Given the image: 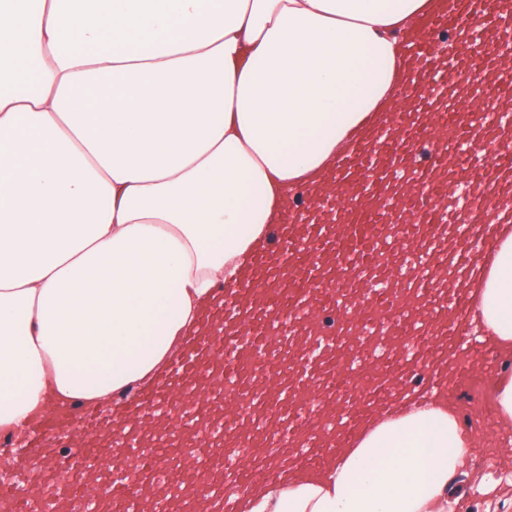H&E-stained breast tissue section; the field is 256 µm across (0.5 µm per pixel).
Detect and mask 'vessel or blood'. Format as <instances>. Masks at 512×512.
I'll return each mask as SVG.
<instances>
[{
	"mask_svg": "<svg viewBox=\"0 0 512 512\" xmlns=\"http://www.w3.org/2000/svg\"><path fill=\"white\" fill-rule=\"evenodd\" d=\"M499 0H452L425 17L422 33L403 48L416 70L409 95L431 103L447 79L435 63L433 37L450 36L452 60L472 84L471 99L501 95L494 80L500 57L486 44H503ZM512 113L474 128L463 109L443 112L427 126L391 111L372 138L334 170L319 204L329 224H299L289 203L250 273L224 290L193 345L170 375L128 408L140 425L109 429L116 455H102L86 438L74 453L50 447L61 426L87 427L88 413L61 405L34 425L31 457L40 464L39 491L0 486V512H41L54 465L77 478L107 470L105 483L66 498L65 512H104L121 502L140 512L133 490L150 478L164 481L157 512L183 496L173 480L174 443L190 434L196 450L190 476L201 503L220 504L227 492L273 477L290 458L305 475L317 474L359 420L396 394L442 390L454 398L469 389L470 411L490 414L482 398L499 360L495 348L471 341L464 327L471 303L463 286L470 242L488 236L496 212L491 197L512 183V150L482 163L478 132L498 137ZM389 339L385 355L376 343Z\"/></svg>",
	"mask_w": 512,
	"mask_h": 512,
	"instance_id": "1",
	"label": "vessel or blood"
}]
</instances>
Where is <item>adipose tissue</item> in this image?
Masks as SVG:
<instances>
[{"mask_svg": "<svg viewBox=\"0 0 512 512\" xmlns=\"http://www.w3.org/2000/svg\"><path fill=\"white\" fill-rule=\"evenodd\" d=\"M443 0H0V431L160 380L295 189L382 121ZM469 333L512 359V199L473 244ZM512 444V375L490 382ZM455 404L394 398L319 475L227 512H455Z\"/></svg>", "mask_w": 512, "mask_h": 512, "instance_id": "1", "label": "adipose tissue"}]
</instances>
